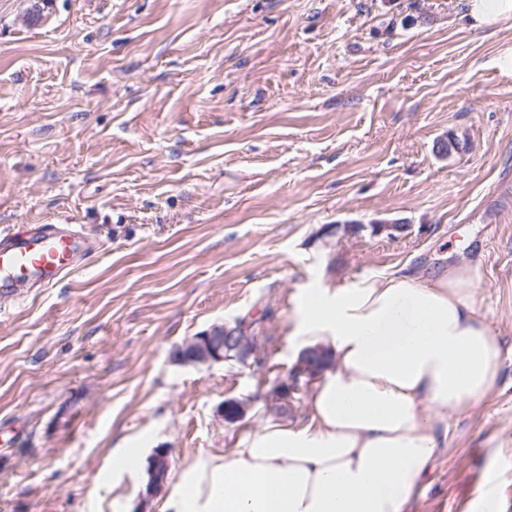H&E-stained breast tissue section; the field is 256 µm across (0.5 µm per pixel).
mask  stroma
Returning <instances> with one entry per match:
<instances>
[{
  "mask_svg": "<svg viewBox=\"0 0 512 512\" xmlns=\"http://www.w3.org/2000/svg\"><path fill=\"white\" fill-rule=\"evenodd\" d=\"M39 20H32V13ZM470 149L439 153V139ZM99 244L0 299V512H134L171 470L288 411L298 307L321 285L476 271L496 388L448 417L407 512H512V18L461 0H0V230ZM245 320L247 365L174 351ZM243 403L225 419L221 404ZM472 29L485 30L512 18V0H464ZM151 474L146 490H143L140 495L141 511L143 512L144 504L156 494L157 490L163 485L165 478L170 468V450L168 448H157L153 455L150 457Z\"/></svg>",
  "mask_w": 512,
  "mask_h": 512,
  "instance_id": "1",
  "label": "stroma"
}]
</instances>
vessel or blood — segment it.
Instances as JSON below:
<instances>
[{"instance_id":"1","label":"vessel or blood","mask_w":512,"mask_h":512,"mask_svg":"<svg viewBox=\"0 0 512 512\" xmlns=\"http://www.w3.org/2000/svg\"><path fill=\"white\" fill-rule=\"evenodd\" d=\"M94 251L92 239L66 224H20L1 232L0 297L20 296L33 285L53 286Z\"/></svg>"}]
</instances>
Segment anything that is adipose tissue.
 <instances>
[{"label": "adipose tissue", "instance_id": "ef3b65f1", "mask_svg": "<svg viewBox=\"0 0 512 512\" xmlns=\"http://www.w3.org/2000/svg\"><path fill=\"white\" fill-rule=\"evenodd\" d=\"M475 275L394 273L311 293L294 324L336 360L299 426L267 424L183 466L165 512H405L449 414L497 385Z\"/></svg>", "mask_w": 512, "mask_h": 512}]
</instances>
